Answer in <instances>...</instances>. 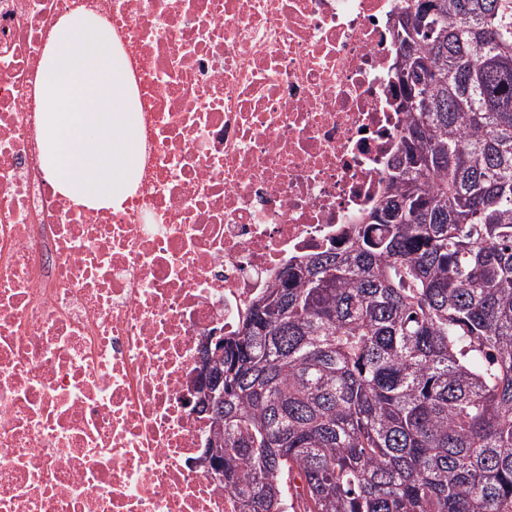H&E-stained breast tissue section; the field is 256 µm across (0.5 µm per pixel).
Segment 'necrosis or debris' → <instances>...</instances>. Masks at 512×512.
<instances>
[{"label":"necrosis or debris","mask_w":512,"mask_h":512,"mask_svg":"<svg viewBox=\"0 0 512 512\" xmlns=\"http://www.w3.org/2000/svg\"><path fill=\"white\" fill-rule=\"evenodd\" d=\"M397 0H0V512H239L200 460L209 337L386 190ZM109 24L140 181L90 211L43 167L57 22Z\"/></svg>","instance_id":"necrosis-or-debris-1"}]
</instances>
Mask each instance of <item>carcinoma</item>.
Segmentation results:
<instances>
[{"label": "carcinoma", "mask_w": 512, "mask_h": 512, "mask_svg": "<svg viewBox=\"0 0 512 512\" xmlns=\"http://www.w3.org/2000/svg\"><path fill=\"white\" fill-rule=\"evenodd\" d=\"M394 18L386 191L224 337L239 512H512V0Z\"/></svg>", "instance_id": "1"}]
</instances>
